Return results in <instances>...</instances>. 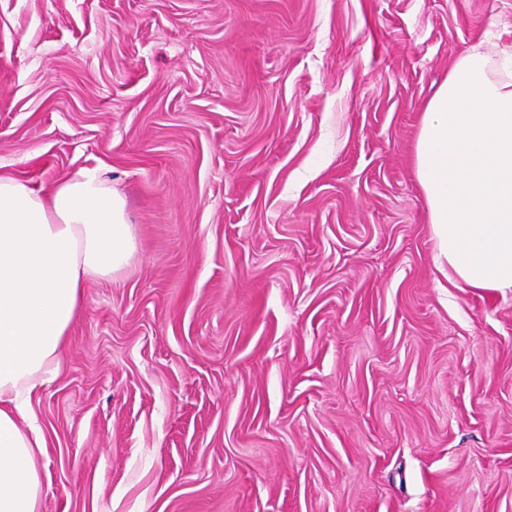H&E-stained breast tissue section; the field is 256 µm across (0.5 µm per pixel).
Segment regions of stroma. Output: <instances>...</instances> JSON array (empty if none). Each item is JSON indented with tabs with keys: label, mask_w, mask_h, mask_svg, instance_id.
<instances>
[{
	"label": "stroma",
	"mask_w": 512,
	"mask_h": 512,
	"mask_svg": "<svg viewBox=\"0 0 512 512\" xmlns=\"http://www.w3.org/2000/svg\"><path fill=\"white\" fill-rule=\"evenodd\" d=\"M512 0H0V173L136 252L31 400L40 512H512V290L440 272L426 106Z\"/></svg>",
	"instance_id": "35a3bbf8"
}]
</instances>
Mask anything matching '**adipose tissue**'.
<instances>
[{
	"label": "adipose tissue",
	"instance_id": "ef3b65f1",
	"mask_svg": "<svg viewBox=\"0 0 512 512\" xmlns=\"http://www.w3.org/2000/svg\"><path fill=\"white\" fill-rule=\"evenodd\" d=\"M439 262L512 290V71L480 48L430 100L415 144ZM135 250L126 202L98 171L51 186L0 175V512H38L45 437L31 408L60 366L83 290Z\"/></svg>",
	"mask_w": 512,
	"mask_h": 512
}]
</instances>
